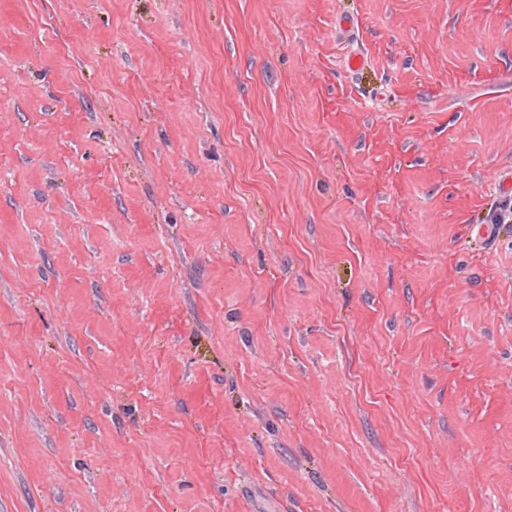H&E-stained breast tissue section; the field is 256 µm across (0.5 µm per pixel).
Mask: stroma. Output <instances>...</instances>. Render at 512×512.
Wrapping results in <instances>:
<instances>
[{"label":"stroma","instance_id":"1","mask_svg":"<svg viewBox=\"0 0 512 512\" xmlns=\"http://www.w3.org/2000/svg\"><path fill=\"white\" fill-rule=\"evenodd\" d=\"M511 171L512 0H0V512H512Z\"/></svg>","mask_w":512,"mask_h":512}]
</instances>
